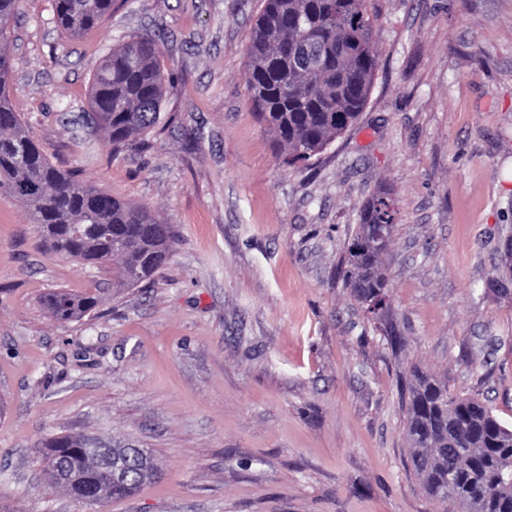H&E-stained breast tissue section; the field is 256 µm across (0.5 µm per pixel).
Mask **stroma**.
Returning a JSON list of instances; mask_svg holds the SVG:
<instances>
[{"label":"stroma","mask_w":512,"mask_h":512,"mask_svg":"<svg viewBox=\"0 0 512 512\" xmlns=\"http://www.w3.org/2000/svg\"><path fill=\"white\" fill-rule=\"evenodd\" d=\"M264 0H117L77 38L52 0L8 26L12 103L53 164L173 225L131 288L46 252L0 193V512H455L410 465L412 369L512 426V0H371L378 68L357 121L308 167L255 117L247 46ZM158 42L160 130L112 158L89 84L124 35ZM398 208L385 314L343 271L364 202ZM100 290L82 320L42 304ZM147 449L154 479L91 505L49 488L41 444Z\"/></svg>","instance_id":"stroma-1"}]
</instances>
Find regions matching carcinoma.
<instances>
[{
	"mask_svg": "<svg viewBox=\"0 0 512 512\" xmlns=\"http://www.w3.org/2000/svg\"><path fill=\"white\" fill-rule=\"evenodd\" d=\"M248 48L251 109L291 164L305 163L347 130L364 110L378 66L370 0H264ZM56 24L75 38L112 13L114 0H53ZM18 0H0V192L24 207L47 248L86 264L117 262L112 287L151 279L176 241L172 226L150 209L93 187L55 166L12 104L7 25ZM170 93L161 50L147 34L113 46L92 75L89 117L104 131L112 158L155 129ZM397 210L379 191L363 204L346 259L357 299L378 315L387 281L380 256L390 244ZM101 302L96 293L54 289L43 299L49 317L78 320ZM406 433L412 466L433 499L459 512H512V428L478 398L453 396L448 384L417 373L410 386ZM49 486L100 504L128 497L157 470L151 454L84 434L43 443Z\"/></svg>",
	"mask_w": 512,
	"mask_h": 512,
	"instance_id": "carcinoma-1",
	"label": "carcinoma"
}]
</instances>
